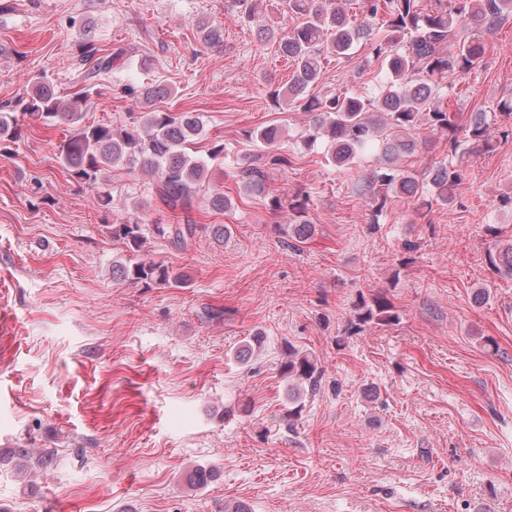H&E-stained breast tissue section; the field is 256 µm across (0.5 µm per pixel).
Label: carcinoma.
<instances>
[{
  "instance_id": "obj_1",
  "label": "carcinoma",
  "mask_w": 512,
  "mask_h": 512,
  "mask_svg": "<svg viewBox=\"0 0 512 512\" xmlns=\"http://www.w3.org/2000/svg\"><path fill=\"white\" fill-rule=\"evenodd\" d=\"M345 0H283L288 14L298 23L291 28L261 26L263 41L275 40L281 53L294 66L287 87L275 93L285 105H296L308 116L302 135L304 145L323 149L328 162L352 166L366 151L379 158L378 167L357 179L356 193L380 213L394 198H409L416 205L418 220L427 218L436 204L449 205L463 177L462 160L470 152L490 150L492 121L497 113L512 114V98L496 103L494 112H473L466 124L457 113L441 104L440 91L453 79L480 66L488 50L487 36L500 20L512 16V0H435V10L424 11L422 0H362L364 19L355 22L344 8ZM263 0H232V8L252 21L263 13ZM384 16L385 34L374 35L372 23ZM201 42L210 47L224 43V31L216 23L199 25ZM364 46L366 58L379 61L387 78L378 95L358 90L319 96L316 89L323 62L334 57L348 60L349 52ZM80 62L87 66L86 77L112 71L121 54H104L97 41L85 38L79 44ZM143 108L128 124L85 122L87 96L79 92L65 102L57 94L49 76L30 78L25 96L0 106V142H14L21 136L18 115L47 126L65 125L66 135L56 145L61 168L74 180L97 188L103 174L122 167L151 177L158 208L182 215L180 224L149 226L137 220L109 225L112 237L123 242L136 259L112 265V279L144 288L181 287L185 272L141 256L148 236H159L180 249L189 246L200 225L192 218L197 194L210 184L209 173L224 164V143L215 141L207 158L192 155L196 140L204 132L203 116L196 112H164L153 108L160 97L171 94L164 85L126 88ZM426 130L448 142V159L438 165L414 169L413 162L429 144L420 134ZM284 132L267 126L248 132V138L262 148L237 167L236 183L248 193H261L269 173L292 165V157L282 151ZM208 202L215 211L232 207L228 193L209 189ZM274 211L288 212V245L306 243L316 225L305 219L307 198L274 196ZM490 267L500 276L512 278V243H495L487 252ZM400 315L387 292L359 293L353 303L347 331L359 333L372 325H391ZM260 333L251 335L237 351V359L247 363L264 347ZM288 381V427L297 422L303 396L320 391L324 370L311 353L289 343L284 347L278 368ZM30 458L26 448L0 452V463L22 468Z\"/></svg>"
}]
</instances>
